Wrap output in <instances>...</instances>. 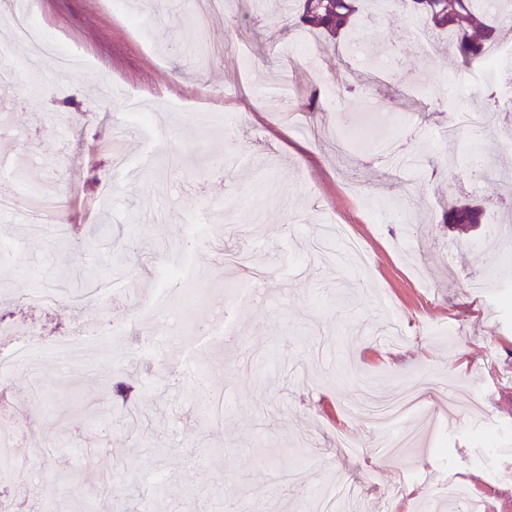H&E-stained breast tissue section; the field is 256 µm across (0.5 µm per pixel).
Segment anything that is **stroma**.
Wrapping results in <instances>:
<instances>
[{
  "instance_id": "1",
  "label": "stroma",
  "mask_w": 512,
  "mask_h": 512,
  "mask_svg": "<svg viewBox=\"0 0 512 512\" xmlns=\"http://www.w3.org/2000/svg\"><path fill=\"white\" fill-rule=\"evenodd\" d=\"M174 2L156 17L152 0H125L119 12L109 0H0V24L9 10L30 12L112 84L103 99L83 71L58 72L23 43L0 55L17 82L0 109L26 135L0 139V157L26 163L25 178L0 176V198L21 202L0 221V239L21 246L0 251L12 292L0 344L25 336L44 348L81 328L130 326L72 365L47 356L0 377V435L23 463L0 479V499L17 512H140L143 498L154 512H309L321 484L354 488L339 512H435L460 477L485 498L479 512H512V245L500 240L512 194L477 181L467 163H512V122L476 141L447 136L456 113L512 110V94L457 66L450 35L427 56L410 40L413 16L370 5L354 38L385 46L393 69L307 34L296 13L257 16L250 0L212 18L217 51L197 69L194 15ZM307 35L312 53L296 59L284 122L252 90L277 86L284 52ZM465 83L482 89L478 105L458 101ZM336 94L372 97L413 163L344 137L326 106ZM131 99L152 122L111 147ZM410 182L418 190L403 219L395 199ZM46 190L66 240L26 229V209ZM460 203L480 208V224L444 222ZM189 224L211 232L190 245ZM333 224L365 242L369 270L328 239ZM187 251L210 273L193 310L228 314L233 345L192 322L183 348L135 316L157 269ZM74 270L111 282V297L79 301ZM59 282L52 306L22 297ZM149 339L178 357L139 354ZM430 377L440 388L415 413L416 443L386 452L373 408ZM395 487L404 496L394 501Z\"/></svg>"
}]
</instances>
